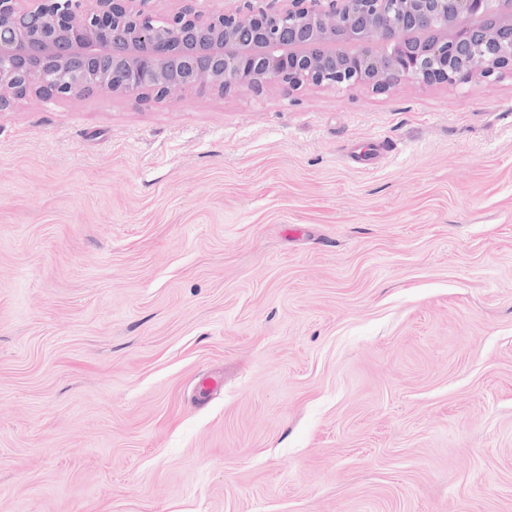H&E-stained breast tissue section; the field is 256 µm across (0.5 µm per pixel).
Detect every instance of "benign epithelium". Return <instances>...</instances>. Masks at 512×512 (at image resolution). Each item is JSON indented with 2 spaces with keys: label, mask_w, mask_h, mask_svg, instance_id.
<instances>
[{
  "label": "benign epithelium",
  "mask_w": 512,
  "mask_h": 512,
  "mask_svg": "<svg viewBox=\"0 0 512 512\" xmlns=\"http://www.w3.org/2000/svg\"><path fill=\"white\" fill-rule=\"evenodd\" d=\"M0 0V111L93 93L161 101L277 85L384 93L512 73V0Z\"/></svg>",
  "instance_id": "obj_1"
}]
</instances>
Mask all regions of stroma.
I'll use <instances>...</instances> for the list:
<instances>
[{"label":"stroma","instance_id":"stroma-1","mask_svg":"<svg viewBox=\"0 0 512 512\" xmlns=\"http://www.w3.org/2000/svg\"><path fill=\"white\" fill-rule=\"evenodd\" d=\"M0 512H512V74L0 112Z\"/></svg>","mask_w":512,"mask_h":512}]
</instances>
